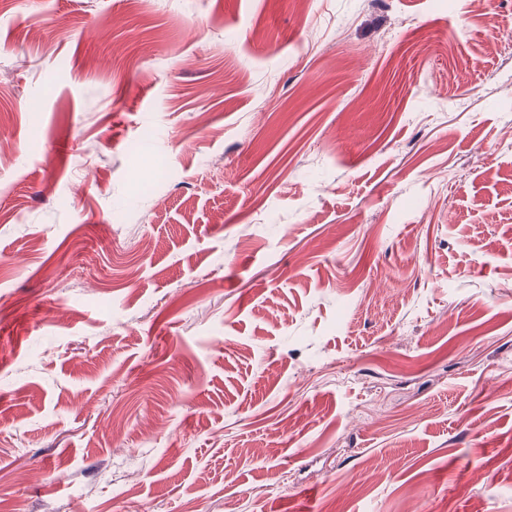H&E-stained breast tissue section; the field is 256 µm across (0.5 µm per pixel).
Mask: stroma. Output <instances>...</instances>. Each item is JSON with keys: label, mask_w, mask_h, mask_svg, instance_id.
Segmentation results:
<instances>
[{"label": "stroma", "mask_w": 512, "mask_h": 512, "mask_svg": "<svg viewBox=\"0 0 512 512\" xmlns=\"http://www.w3.org/2000/svg\"><path fill=\"white\" fill-rule=\"evenodd\" d=\"M512 512V0H0V512Z\"/></svg>", "instance_id": "stroma-1"}]
</instances>
